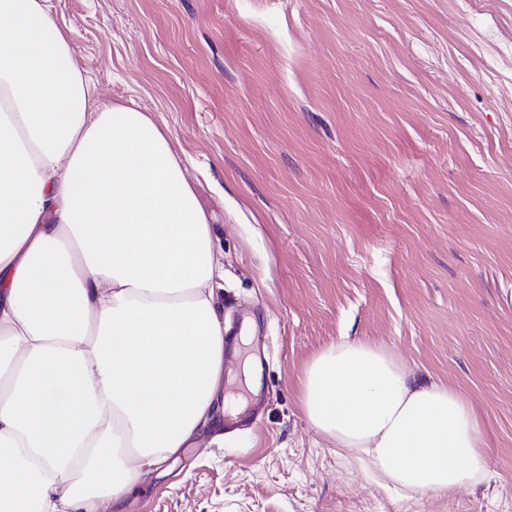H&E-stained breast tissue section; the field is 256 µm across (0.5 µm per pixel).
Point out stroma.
Returning a JSON list of instances; mask_svg holds the SVG:
<instances>
[{"label":"stroma","mask_w":512,"mask_h":512,"mask_svg":"<svg viewBox=\"0 0 512 512\" xmlns=\"http://www.w3.org/2000/svg\"><path fill=\"white\" fill-rule=\"evenodd\" d=\"M101 101L165 122L211 216L239 430L125 512H512V0H52ZM460 392L491 476L406 495L318 433L310 358L343 338ZM259 363L249 391L240 362Z\"/></svg>","instance_id":"1"}]
</instances>
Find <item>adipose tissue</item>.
<instances>
[{
  "mask_svg": "<svg viewBox=\"0 0 512 512\" xmlns=\"http://www.w3.org/2000/svg\"><path fill=\"white\" fill-rule=\"evenodd\" d=\"M223 277L166 127L100 100L50 0H0V512H121L219 425ZM299 399L403 493L488 474L471 404L382 346H325Z\"/></svg>",
  "mask_w": 512,
  "mask_h": 512,
  "instance_id": "adipose-tissue-1",
  "label": "adipose tissue"
}]
</instances>
